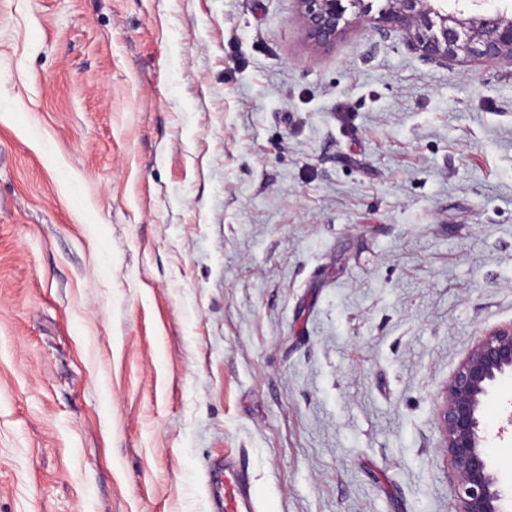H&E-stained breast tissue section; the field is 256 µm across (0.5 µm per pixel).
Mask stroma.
<instances>
[{"label": "stroma", "mask_w": 512, "mask_h": 512, "mask_svg": "<svg viewBox=\"0 0 512 512\" xmlns=\"http://www.w3.org/2000/svg\"><path fill=\"white\" fill-rule=\"evenodd\" d=\"M348 7L0 0V512H456L439 393L512 324V63ZM512 376L483 407L498 437ZM343 2L357 4L364 0H298L305 15V34L318 48H329L340 32V22L347 10ZM257 500L244 491L243 482L238 475L230 473L224 476V511L258 512Z\"/></svg>", "instance_id": "stroma-1"}]
</instances>
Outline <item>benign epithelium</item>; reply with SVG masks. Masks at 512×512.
Masks as SVG:
<instances>
[{"label": "benign epithelium", "instance_id": "obj_1", "mask_svg": "<svg viewBox=\"0 0 512 512\" xmlns=\"http://www.w3.org/2000/svg\"><path fill=\"white\" fill-rule=\"evenodd\" d=\"M297 0L305 34L318 48L336 42L346 12L344 2ZM378 17L383 35L403 33L407 46L426 63L446 66L463 56L488 64L512 60V0L489 8L484 0H386ZM512 375V325L480 337L445 383L438 415L442 448L456 478L457 512H506L500 473L480 435V410L490 389Z\"/></svg>", "mask_w": 512, "mask_h": 512}]
</instances>
